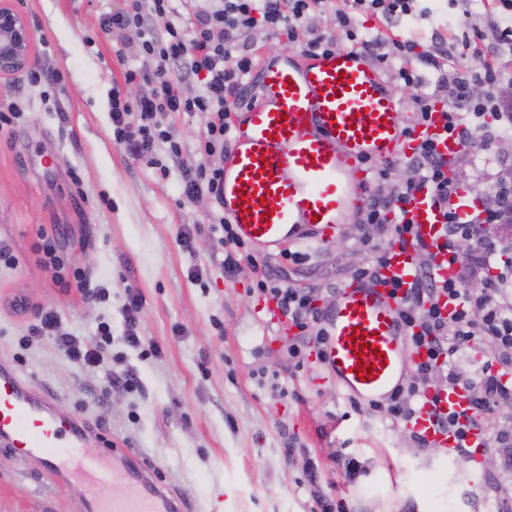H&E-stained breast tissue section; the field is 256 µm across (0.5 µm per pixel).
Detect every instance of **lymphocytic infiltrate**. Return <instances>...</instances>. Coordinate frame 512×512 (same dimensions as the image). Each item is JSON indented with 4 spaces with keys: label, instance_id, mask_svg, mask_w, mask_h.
Listing matches in <instances>:
<instances>
[{
    "label": "lymphocytic infiltrate",
    "instance_id": "lymphocytic-infiltrate-1",
    "mask_svg": "<svg viewBox=\"0 0 512 512\" xmlns=\"http://www.w3.org/2000/svg\"><path fill=\"white\" fill-rule=\"evenodd\" d=\"M172 2L125 0L122 8L101 19L102 29L116 38L137 31L141 53L156 62L152 69L124 71L122 85L141 88L135 101L126 99L122 85L111 90L113 138L133 160L151 158L162 143L172 153H180L176 130L162 121L170 112L201 113L206 123L204 152L226 154L231 146L230 113L250 107L255 100L251 74L256 51L247 39L249 31L260 24L270 36L297 45L301 54L329 52L336 48L335 39L309 31L315 15L328 10L344 30L350 48L377 59L392 78L413 89V125L425 124L436 104L442 103L447 107L445 130L463 147L476 145L482 131L479 119L487 112L494 114L502 134L512 133V69L496 61L498 55H512V0H491L490 21L499 32L493 55L485 54L481 33L466 39V46L480 59L473 70L456 65L452 52L434 46L422 51L416 41L395 33L396 21L413 14L414 0H183L188 12L184 26L170 21ZM361 14L376 21L363 35L357 27ZM418 62L436 71L435 81H424L416 74ZM192 79L199 81V91L183 94L181 82ZM476 84L487 86L485 98H473L471 88ZM408 165L412 177L397 181L395 162L373 164L368 201L356 218L362 241L370 245V256L352 276L377 282L388 264L390 247L405 241L413 244V279L409 286L396 282L392 288L401 294L398 315L409 341L426 357L413 367L404 384L369 407L396 423L418 411L426 391L463 390L471 397L469 411L437 418L438 428L452 433L458 452L463 453L467 434L488 433L487 415L497 406L512 403V271L491 270L499 248L512 249V233H502L495 243L484 234L486 225L512 222V202L503 197L507 182L501 179L488 189L494 206L472 216L462 213L458 185L448 176V159L431 140H422ZM425 189L434 194L444 218L434 247L420 239L407 217L408 201ZM212 230L219 235L221 263L227 272L258 268L256 256L247 251L226 217H219ZM437 250L446 252L455 266L454 275L445 281L433 271ZM259 287L306 342L324 348L327 330L311 289L293 288L270 277L260 280ZM7 305L19 315L34 312L29 336L55 337L59 350L71 361L92 367L103 362L102 341L111 334L109 326L100 325L102 341L92 345L62 332L52 308L30 309L26 299L17 295ZM477 342L493 350V363L465 361L466 351Z\"/></svg>",
    "mask_w": 512,
    "mask_h": 512
}]
</instances>
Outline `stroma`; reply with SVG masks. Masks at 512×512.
Here are the masks:
<instances>
[{"label": "stroma", "instance_id": "obj_1", "mask_svg": "<svg viewBox=\"0 0 512 512\" xmlns=\"http://www.w3.org/2000/svg\"><path fill=\"white\" fill-rule=\"evenodd\" d=\"M32 38L25 69L0 76V105L21 116L0 129V240L15 265H0V360H20V372L47 389L113 447L138 452L163 483L184 493L200 512H311L316 500L340 512H512V470L501 450L489 462L454 451L417 447L405 425L385 423L355 406L320 364L314 348L298 370L288 353L295 329L270 319L271 298L249 269L224 270L209 230L219 204L183 195L186 167L218 165L199 151L201 114L175 112L181 156L167 146L154 163L135 161L115 144L109 98L125 68L145 67L139 37L116 41L100 27L123 0H10ZM428 18H401L395 31L429 45L434 30L457 17L455 36L482 23L485 0H470L469 22L450 0H421ZM55 70L62 83L38 85L30 71ZM485 143L453 164L459 187L487 189L512 169V138H500L484 115ZM201 226L193 251L181 232ZM47 234L87 291L64 289L37 261ZM354 223L333 239L306 241L299 264L262 250L270 275L317 291L319 307L334 299L369 251ZM200 277H193L192 269ZM107 285L109 296L92 292ZM142 300L140 346L124 340L121 308L127 287ZM23 293L58 313L64 331L92 342L100 323L112 329L107 358L94 368L70 361L54 337L27 341V322L3 302ZM160 345L161 356L150 353ZM134 372L137 387L111 386L113 374ZM353 458L354 471L335 464ZM83 488L58 482L0 446V512H74Z\"/></svg>", "mask_w": 512, "mask_h": 512}]
</instances>
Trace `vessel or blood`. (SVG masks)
I'll use <instances>...</instances> for the list:
<instances>
[{
	"instance_id": "1",
	"label": "vessel or blood",
	"mask_w": 512,
	"mask_h": 512,
	"mask_svg": "<svg viewBox=\"0 0 512 512\" xmlns=\"http://www.w3.org/2000/svg\"><path fill=\"white\" fill-rule=\"evenodd\" d=\"M257 77L260 97L235 117L221 187L225 215L255 247L334 236L366 203L371 181L364 161L408 158L425 137L447 157L461 149L446 134L440 107L427 124L405 133L387 78L359 51L294 53L264 62ZM407 209L421 239L438 243L443 217L432 192L415 194ZM414 264L413 246L396 243L384 282L351 280L323 311L326 367L359 399L385 398L425 358L410 346L389 286L394 278L411 282ZM361 365L373 367V375L359 376ZM409 426L436 447L457 445L427 412ZM0 446L35 459L56 480H80L86 491L81 512H193L191 499L167 489L134 451L102 445L45 389L1 363ZM116 482L122 493L107 495Z\"/></svg>"
}]
</instances>
